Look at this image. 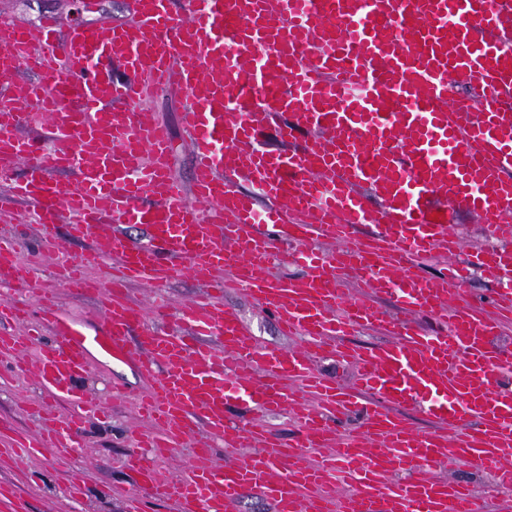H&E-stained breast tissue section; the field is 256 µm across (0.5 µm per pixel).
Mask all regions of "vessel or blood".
<instances>
[{
    "mask_svg": "<svg viewBox=\"0 0 512 512\" xmlns=\"http://www.w3.org/2000/svg\"><path fill=\"white\" fill-rule=\"evenodd\" d=\"M138 0L129 24L87 25L65 39L55 21L40 25L35 48L18 25L0 24V78L27 71L22 106L0 97V174L24 165L8 198L31 204L42 239L66 247L56 227L71 217L72 237L93 239L112 227L108 253L91 248L62 280L96 297L106 331L87 336L62 322L53 298L14 268L0 242V284L13 281L36 298L57 334L40 350L41 384L72 404L48 413L44 429L16 446L34 462L41 449L71 454L81 445L94 400L74 384L93 360L124 361L133 324L144 313L124 300L128 285H163L192 272L206 290L173 315L172 329L140 338V370L152 385L139 405L155 426L126 463L141 478L128 512L146 498L180 512H236L245 493L274 512H484L469 484L404 477L420 463L461 462L512 488V0ZM121 59L130 82L113 81L106 61ZM477 87L463 96L459 83ZM158 89L187 92L182 111L195 157L191 186L172 173L169 129L140 120L136 99ZM50 128L51 140L26 134ZM286 143L267 149L265 130ZM73 175L69 184L60 175ZM245 176L253 192L239 189ZM476 218L500 241L495 252L464 251L456 215ZM140 225V240L124 225ZM370 225L357 236V225ZM317 242L333 243L328 253ZM306 269L302 280L274 277L286 247ZM444 252L441 277L421 276L422 261ZM116 264L107 282L85 276L104 256ZM226 278H216V269ZM497 284L473 308L472 271ZM355 272L374 299L345 297L339 275ZM253 296L282 335L300 346L259 344L226 290ZM397 301L396 315L377 304ZM21 308L0 303V354L29 337L6 331ZM429 315L436 332L415 325ZM200 343L188 344L178 325ZM366 325L387 335L369 352L347 336ZM359 362L339 387L317 360ZM312 394L305 405L287 380ZM242 399L256 414L229 426L224 412ZM291 413L298 435L276 440L272 415ZM424 412L434 431H416L407 414ZM362 425L339 437L349 416ZM205 425L209 453L218 440L224 463L186 468L176 479L157 461ZM326 449L320 464L310 451Z\"/></svg>",
    "mask_w": 512,
    "mask_h": 512,
    "instance_id": "vessel-or-blood-1",
    "label": "vessel or blood"
}]
</instances>
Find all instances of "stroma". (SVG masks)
I'll return each mask as SVG.
<instances>
[{"mask_svg":"<svg viewBox=\"0 0 512 512\" xmlns=\"http://www.w3.org/2000/svg\"><path fill=\"white\" fill-rule=\"evenodd\" d=\"M135 0H0V20L13 22L34 31L43 16H54L59 37H66L74 28L95 24L110 27L129 22L135 15ZM188 102L185 93L162 91L138 100L136 108L148 121L166 125L176 143L173 174L182 183H190L193 158L187 136L180 124V114ZM17 205L0 208V235L13 238L16 258L20 266L30 269L43 291L56 297L67 321L87 333L101 330L103 315L93 298L70 292L56 280L58 257L44 246L36 235V227L17 220ZM202 290L192 276L156 286L148 283L131 285L126 299L130 304L145 309L147 325H158L150 307L157 295H164L171 308L191 301ZM225 307L236 310L259 340L271 348H295L299 340L281 335L276 323L260 311L250 295L233 291L224 296ZM129 363H96L79 382L87 391L106 403L111 414L109 421L97 416L85 418L84 446L79 455L63 456L58 449H44L39 460L26 462L7 454L6 449L16 434L39 432L41 423L31 412L38 401L46 397L38 380L40 364L35 350L29 349L16 356L0 357L6 371L0 375V424L7 430L0 435V482L15 486L17 497L13 502L0 504V512H126L128 493L138 490L139 478L124 466V457L133 446L134 433L147 430L148 424L136 411L138 398L147 392L150 383L139 375L135 362L141 359L140 350H133ZM207 431L197 426L186 446L175 449L162 463L167 477L181 475L188 466L210 468L222 465L224 457L214 454L205 458L194 455L192 448L205 440ZM421 474L448 481L470 483L485 499L486 512H512V492L485 491V473L461 464H427ZM79 476L84 485L82 499L65 497L61 489L71 476Z\"/></svg>","mask_w":512,"mask_h":512,"instance_id":"1","label":"stroma"}]
</instances>
